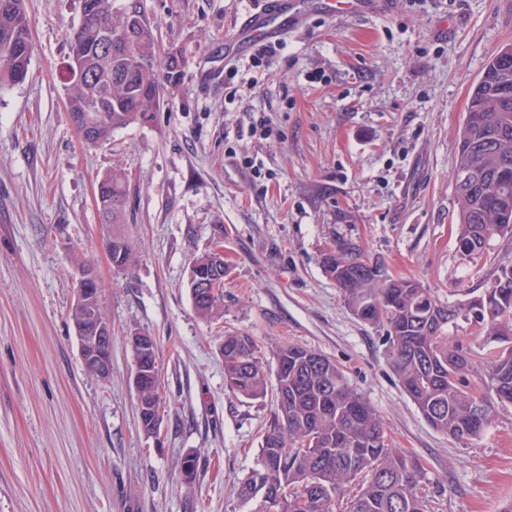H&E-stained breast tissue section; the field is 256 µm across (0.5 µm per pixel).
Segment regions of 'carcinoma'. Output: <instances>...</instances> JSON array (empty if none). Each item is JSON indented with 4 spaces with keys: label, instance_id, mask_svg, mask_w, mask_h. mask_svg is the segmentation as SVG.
Instances as JSON below:
<instances>
[{
    "label": "carcinoma",
    "instance_id": "obj_1",
    "mask_svg": "<svg viewBox=\"0 0 512 512\" xmlns=\"http://www.w3.org/2000/svg\"><path fill=\"white\" fill-rule=\"evenodd\" d=\"M81 23L69 36V58L88 77L68 80L67 110L90 122L95 144L122 128L149 123L165 98L180 86L184 52L160 47L155 26L140 0H80ZM140 21L130 45L115 40L130 15ZM32 37L24 0H0V87L24 79ZM457 250L481 256L496 237L512 236V44L488 61L473 88L459 136L454 171ZM129 183L121 168L99 181L96 204L102 223H127ZM112 267L125 271L134 252L118 231L105 240ZM205 280L218 281L210 295L193 300L197 315H224V259L206 253L193 262ZM344 301L362 322L384 332L388 362L406 394L436 431L468 442L482 435L498 408L512 406V267L502 266L490 287L448 305L415 279L392 276L384 263L366 257L359 245L338 240L323 257ZM457 313L483 339L487 353L477 373L474 354L448 343V324L430 325L436 309ZM246 334L224 336V380L235 394L260 398L267 371ZM142 381L137 410L146 435L164 409L158 393L156 345L136 349ZM276 403L263 434L257 464L240 482L238 497L259 503L256 512H428L420 495L421 464L386 439L385 425L328 357L286 343L275 351ZM196 458L178 465L190 484Z\"/></svg>",
    "mask_w": 512,
    "mask_h": 512
}]
</instances>
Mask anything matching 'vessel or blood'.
Returning a JSON list of instances; mask_svg holds the SVG:
<instances>
[{
    "label": "vessel or blood",
    "mask_w": 512,
    "mask_h": 512,
    "mask_svg": "<svg viewBox=\"0 0 512 512\" xmlns=\"http://www.w3.org/2000/svg\"><path fill=\"white\" fill-rule=\"evenodd\" d=\"M302 21L296 0H265L259 11L247 14L225 33L224 58H242L258 44L298 28Z\"/></svg>",
    "instance_id": "1"
}]
</instances>
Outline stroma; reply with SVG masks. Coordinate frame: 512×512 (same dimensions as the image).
<instances>
[{"label": "stroma", "mask_w": 512, "mask_h": 512, "mask_svg": "<svg viewBox=\"0 0 512 512\" xmlns=\"http://www.w3.org/2000/svg\"><path fill=\"white\" fill-rule=\"evenodd\" d=\"M162 47L184 49V80L153 120L82 143L66 108L78 0H25L26 78L0 88V512H254L237 497L274 391L224 385V336L245 333L267 371L291 342L336 362L395 447L422 465L429 512H500L512 500V407L463 444L403 392L382 334L350 311L322 267L336 240L455 304L512 266V239L483 256L456 247L451 179L458 131L489 59L512 44V0H382L304 25L260 66L224 67V32L260 0H141ZM130 185L112 267L98 180ZM222 247L224 316L199 319L193 259ZM83 254L112 325V373L89 376L70 321ZM157 343L158 439L141 430L129 338ZM198 458L193 484L177 463ZM105 245L112 257V267L125 271L128 270L135 262L134 252L129 245L125 236L118 231L112 230V236L105 240Z\"/></svg>", "instance_id": "35a3bbf8"}]
</instances>
